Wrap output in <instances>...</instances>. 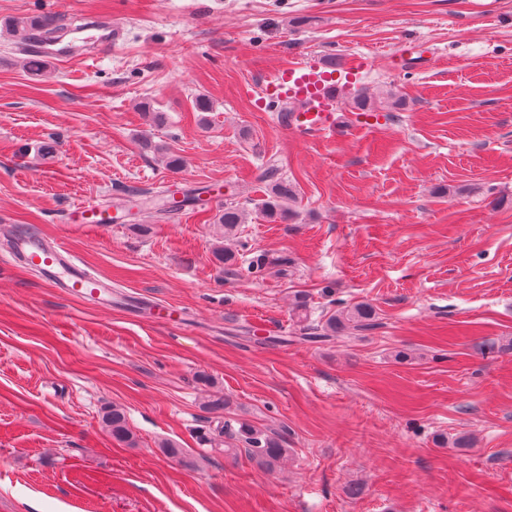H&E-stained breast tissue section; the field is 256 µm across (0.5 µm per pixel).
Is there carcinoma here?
<instances>
[{
    "label": "carcinoma",
    "mask_w": 512,
    "mask_h": 512,
    "mask_svg": "<svg viewBox=\"0 0 512 512\" xmlns=\"http://www.w3.org/2000/svg\"><path fill=\"white\" fill-rule=\"evenodd\" d=\"M22 42L49 44L60 38V29L49 16H37L15 28ZM260 179L268 186L265 197L257 203L258 211L270 222L285 219L292 215V204L297 202L292 185L278 177V167L270 164ZM248 219V212L240 206L227 203L216 217L222 236L227 238L234 233L238 225ZM215 259L224 265V272L237 271V252L232 248L218 245L214 248ZM376 312L364 302L342 307L336 314L312 327L305 326V336L301 340L311 343L329 342L337 335L365 331L374 325ZM104 424L112 438L120 443L132 445L135 436L132 432L125 410L114 405L103 413ZM200 443L211 448H220L224 453L233 455L242 450L255 459L262 467L273 471L288 460L290 449L285 447L283 436L275 432H266L246 422L233 426L231 422L219 420L209 433L201 436Z\"/></svg>",
    "instance_id": "1"
}]
</instances>
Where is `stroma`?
Returning a JSON list of instances; mask_svg holds the SVG:
<instances>
[{"label": "stroma", "instance_id": "stroma-1", "mask_svg": "<svg viewBox=\"0 0 512 512\" xmlns=\"http://www.w3.org/2000/svg\"><path fill=\"white\" fill-rule=\"evenodd\" d=\"M43 15L119 36L33 75L10 30ZM307 56L403 107L368 123L342 98L336 138L287 129L271 84ZM271 162L295 213L240 225L236 276L217 206L141 204L220 184L250 209ZM84 201L118 222L68 223ZM19 231L111 283V306L10 260ZM358 302L373 330L301 341ZM219 397L283 433L281 470L199 445ZM113 404L135 446L105 429ZM0 512H512V0H0Z\"/></svg>", "mask_w": 512, "mask_h": 512}]
</instances>
